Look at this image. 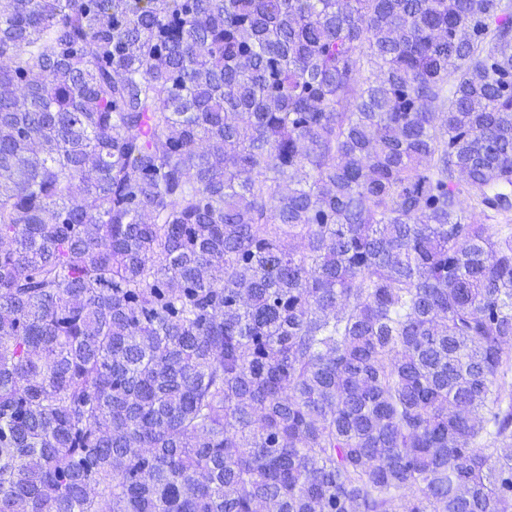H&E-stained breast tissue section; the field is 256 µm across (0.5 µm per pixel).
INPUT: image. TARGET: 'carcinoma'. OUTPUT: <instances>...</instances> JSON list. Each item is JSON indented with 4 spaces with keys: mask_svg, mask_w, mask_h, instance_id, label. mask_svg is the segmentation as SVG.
<instances>
[{
    "mask_svg": "<svg viewBox=\"0 0 512 512\" xmlns=\"http://www.w3.org/2000/svg\"><path fill=\"white\" fill-rule=\"evenodd\" d=\"M0 512H512V7L0 0Z\"/></svg>",
    "mask_w": 512,
    "mask_h": 512,
    "instance_id": "carcinoma-1",
    "label": "carcinoma"
}]
</instances>
